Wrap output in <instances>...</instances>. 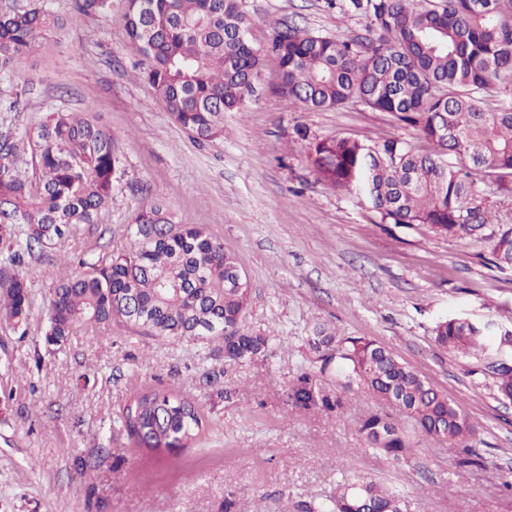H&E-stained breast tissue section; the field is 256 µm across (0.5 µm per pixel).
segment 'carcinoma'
<instances>
[{
    "label": "carcinoma",
    "instance_id": "obj_1",
    "mask_svg": "<svg viewBox=\"0 0 512 512\" xmlns=\"http://www.w3.org/2000/svg\"><path fill=\"white\" fill-rule=\"evenodd\" d=\"M110 0H75L97 15ZM367 18L368 35L350 41L315 36L297 25L274 31L268 52L278 65L276 92L305 111L350 102L390 114L432 145L416 151L400 139L378 145L350 137L317 139L309 161L318 181L368 201L383 224L426 225L437 234L489 247L498 267H512V224L484 203V187L512 199V107L488 112L494 81H512V0H348ZM60 25L36 0L21 13H0V71L33 53L41 32ZM125 34L142 58V76L175 121L202 141L224 135V113L255 93L264 55L247 36L239 0H127ZM119 136L73 112L57 111L28 135L41 172L32 181L16 160L24 144L0 134V320L19 326L29 307L27 281L6 273L35 251L97 223L122 175ZM133 242L121 253L81 261L64 274L47 309L45 342L63 344L82 325L119 320L159 338L221 345L224 361L265 355L268 338L241 327L249 289L238 288L235 256L203 228L176 224L157 203L132 218ZM512 328L449 318L433 329L451 353L487 355ZM319 371L291 385L296 408L340 410L343 400L323 380L357 385L390 412L358 423L367 448L399 461L408 432L462 448L466 466L478 426L462 405L366 336L319 332L312 339ZM500 397L512 401V365H484ZM122 425L139 446L184 448L203 427L193 402L174 389L136 395ZM399 491L366 477L340 483L308 512H403Z\"/></svg>",
    "mask_w": 512,
    "mask_h": 512
}]
</instances>
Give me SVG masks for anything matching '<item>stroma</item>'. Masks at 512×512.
<instances>
[{"instance_id": "35a3bbf8", "label": "stroma", "mask_w": 512, "mask_h": 512, "mask_svg": "<svg viewBox=\"0 0 512 512\" xmlns=\"http://www.w3.org/2000/svg\"><path fill=\"white\" fill-rule=\"evenodd\" d=\"M47 7L60 27L0 74V134L22 137L52 112H81L118 134L124 174L98 223L14 269L30 303L22 326L0 321V512H304L357 476L397 489L405 512H512V402L481 374L482 360L438 348L432 333L452 316L512 323V268L428 226L381 223L363 198L318 182L308 162L311 141L325 137L397 138L421 152L428 143L361 104L289 107L273 91L270 56L253 99L225 113L223 136L197 140L139 78L126 0L102 15L73 0ZM240 7L260 50L285 23L338 40L365 36L368 24L332 0ZM156 199L236 254L250 288L242 327L267 336L266 357L228 365L215 344L118 320L46 344L59 271L128 250L135 209ZM322 328L377 340L460 402L482 462L458 471L460 449L435 440L413 439L399 462L363 447L357 421L384 405L356 387L344 389L340 412L292 410L289 386L317 369L309 339ZM173 387L198 407L204 431L186 448L138 447L121 428L123 409Z\"/></svg>"}]
</instances>
